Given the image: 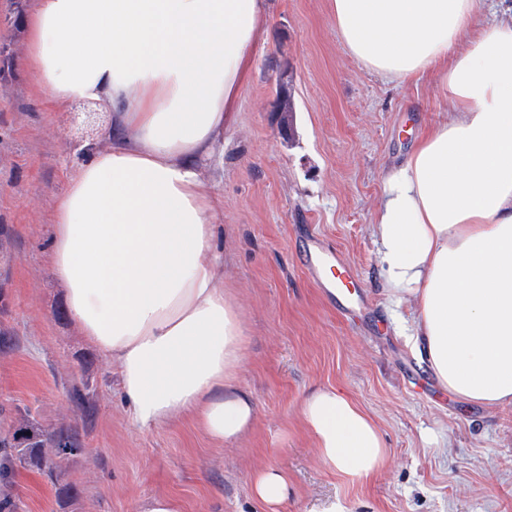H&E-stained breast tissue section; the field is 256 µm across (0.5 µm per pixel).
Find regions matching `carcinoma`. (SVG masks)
I'll list each match as a JSON object with an SVG mask.
<instances>
[{
  "label": "carcinoma",
  "mask_w": 512,
  "mask_h": 512,
  "mask_svg": "<svg viewBox=\"0 0 512 512\" xmlns=\"http://www.w3.org/2000/svg\"><path fill=\"white\" fill-rule=\"evenodd\" d=\"M78 448V442L68 431L47 432L27 419L11 435L0 437V512H15L10 488L18 469L30 467L51 477L58 466L57 459Z\"/></svg>",
  "instance_id": "obj_1"
}]
</instances>
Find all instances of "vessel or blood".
<instances>
[{"instance_id":"vessel-or-blood-1","label":"vessel or blood","mask_w":512,"mask_h":512,"mask_svg":"<svg viewBox=\"0 0 512 512\" xmlns=\"http://www.w3.org/2000/svg\"><path fill=\"white\" fill-rule=\"evenodd\" d=\"M303 257L307 270L337 307L358 314L366 310L361 285L352 268L340 256L325 253L321 246L310 240L303 247Z\"/></svg>"}]
</instances>
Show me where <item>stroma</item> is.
Listing matches in <instances>:
<instances>
[{"label":"stroma","mask_w":512,"mask_h":512,"mask_svg":"<svg viewBox=\"0 0 512 512\" xmlns=\"http://www.w3.org/2000/svg\"><path fill=\"white\" fill-rule=\"evenodd\" d=\"M31 0H0V434L24 417L77 437L54 477L23 468L17 512H138L167 495L181 512H512V405L466 403L440 389L408 337L412 305L389 302L374 215L384 171L421 129L448 116L428 75L395 83L344 48L329 0H269L265 39L224 130L201 164L220 201L216 249L224 293L241 313L240 387L256 411L233 443L211 440L186 416L149 430L128 420L116 369L66 312L48 241L56 200L80 142L112 145V114L97 103L44 111L19 63ZM287 84L290 132L276 99ZM321 239L360 276L375 310L360 324L336 309L305 269V235ZM87 387L90 410L69 398ZM345 391L388 450L375 475L352 481L319 458L302 416L313 390ZM290 487L276 510L251 493L260 468ZM79 495L60 502L59 485Z\"/></svg>","instance_id":"stroma-1"}]
</instances>
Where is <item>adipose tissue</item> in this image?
Returning <instances> with one entry per match:
<instances>
[{
  "instance_id": "ef3b65f1",
  "label": "adipose tissue",
  "mask_w": 512,
  "mask_h": 512,
  "mask_svg": "<svg viewBox=\"0 0 512 512\" xmlns=\"http://www.w3.org/2000/svg\"><path fill=\"white\" fill-rule=\"evenodd\" d=\"M484 0H330L348 53L389 81L435 74L449 120L382 177L374 222L389 299L412 296L413 342L440 385L512 405V21ZM267 22L266 0H34L22 68L45 111L93 100L121 136L83 149L49 253L86 340L117 369L141 429L194 415L213 440L251 427L243 331L215 251L211 158ZM325 464L362 479L386 447L334 387L301 405Z\"/></svg>"
}]
</instances>
